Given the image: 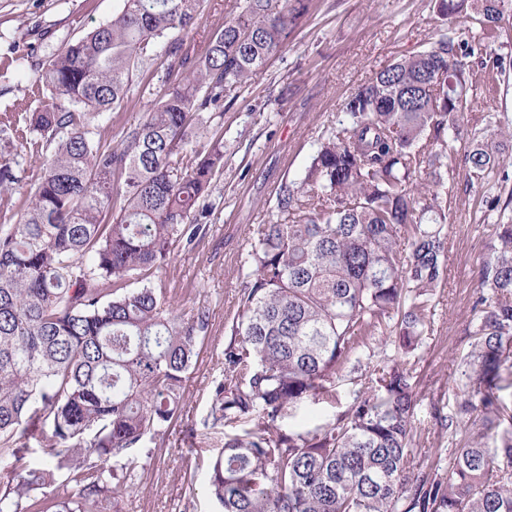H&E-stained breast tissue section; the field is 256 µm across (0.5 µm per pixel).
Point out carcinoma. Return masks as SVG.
<instances>
[{
    "label": "carcinoma",
    "instance_id": "cac0c4a2",
    "mask_svg": "<svg viewBox=\"0 0 512 512\" xmlns=\"http://www.w3.org/2000/svg\"><path fill=\"white\" fill-rule=\"evenodd\" d=\"M112 20L39 67L36 112L0 114V155L27 141L43 173L12 224H0V456L41 425V464L0 482V512H116L127 451L164 442L209 326L146 284L202 222L224 172V129L204 136L226 93L251 85L309 20L311 0H242L198 57L184 50L203 0H122ZM505 0H437L440 19L473 14L483 37L451 28L400 58L343 104L299 181L248 239L239 309L211 390L224 435L210 490L221 512H512V223L494 225L461 363L463 443L419 463L412 379L446 282L448 131L460 134L476 69ZM178 60L139 125L112 147L93 122L122 108L146 66ZM462 176L509 181L494 142L469 138ZM141 287L134 288L132 284ZM394 346L376 358L375 344ZM368 380L314 430L285 429L289 409L336 403V385Z\"/></svg>",
    "mask_w": 512,
    "mask_h": 512
}]
</instances>
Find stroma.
<instances>
[{
	"mask_svg": "<svg viewBox=\"0 0 512 512\" xmlns=\"http://www.w3.org/2000/svg\"><path fill=\"white\" fill-rule=\"evenodd\" d=\"M314 3L306 25L262 76L224 102V175L209 198V231L193 246L176 248L160 274L181 313L208 308L209 328L183 385L180 417L164 443L147 441L128 453L132 476L121 497L122 512H218L206 474L224 447L226 429L209 419V391L223 378L224 330L238 310L240 261L250 233L271 220L280 185L302 178L318 135L342 119L345 98L395 59L435 39L434 0ZM236 6L237 0H205L186 37L191 50L202 52ZM116 9L117 0H0V113L41 107L45 92L20 93L35 83V63L111 21ZM490 50L499 63L479 73L472 108L461 122L468 133L484 135L512 124V12ZM162 89L158 80L134 87L121 111L100 119L107 139L119 143L123 130L142 121ZM16 152L17 182L0 194V224L11 223L16 205L41 174L39 161L29 158L26 148ZM497 195L502 205L488 211L485 197ZM511 195L512 181L469 185L460 179L448 190V284L438 295L434 333L419 353L413 380L412 420L421 434L413 449L417 460L431 462L464 439L460 433L449 435L439 420L454 414L463 399L458 369L469 350L465 331L478 290L475 267L494 225L512 222ZM352 390L350 382H340L335 404L300 406L284 426L326 424Z\"/></svg>",
	"mask_w": 512,
	"mask_h": 512,
	"instance_id": "stroma-1",
	"label": "stroma"
}]
</instances>
